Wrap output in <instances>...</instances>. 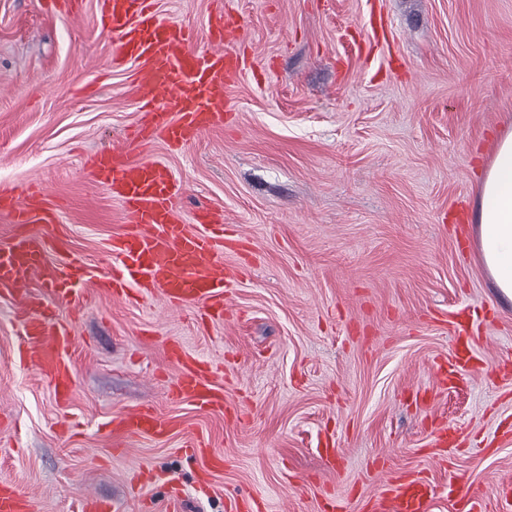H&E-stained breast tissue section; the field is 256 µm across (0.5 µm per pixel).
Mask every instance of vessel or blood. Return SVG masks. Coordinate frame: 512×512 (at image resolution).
I'll list each match as a JSON object with an SVG mask.
<instances>
[{
  "mask_svg": "<svg viewBox=\"0 0 512 512\" xmlns=\"http://www.w3.org/2000/svg\"><path fill=\"white\" fill-rule=\"evenodd\" d=\"M47 14L78 18L80 0H42ZM96 23L111 47V62L132 65L140 119L127 134V145L96 153L91 176L106 186L131 219L129 230L113 238L112 260L98 271L79 259L51 260L60 251L63 233L55 229L60 215L43 187L24 194L0 190V217L14 231L0 247V301L10 303L18 325V350L58 400H67L71 384V351L75 344L70 319L56 307L78 310L89 290L123 301L159 299L176 309L193 310L204 322L223 320L229 288L240 277L224 261V214L203 206L193 224L176 214L183 187L158 161L131 156L127 146L147 147L161 141L180 151L204 133L223 128L228 116L226 89L242 70L226 42L241 31L223 12L212 14L206 33L189 24L162 19L156 0H97ZM457 349L452 371L476 361L473 316H456ZM179 368L172 400L216 412L224 409V389L214 382L206 361L178 343L167 349ZM174 419L146 407H134L108 422L115 453L128 454L134 441L168 439ZM431 483L424 478H394L379 473L371 512H429ZM0 512H32L26 495L0 483Z\"/></svg>",
  "mask_w": 512,
  "mask_h": 512,
  "instance_id": "1",
  "label": "vessel or blood"
}]
</instances>
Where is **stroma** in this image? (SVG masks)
I'll use <instances>...</instances> for the list:
<instances>
[{
  "label": "stroma",
  "mask_w": 512,
  "mask_h": 512,
  "mask_svg": "<svg viewBox=\"0 0 512 512\" xmlns=\"http://www.w3.org/2000/svg\"><path fill=\"white\" fill-rule=\"evenodd\" d=\"M376 3L389 35L366 56L367 0H223L247 61L231 120L183 151L144 152L182 184L184 224L210 205L226 236L249 239L224 254L243 270L228 320L204 327L156 300L90 294L62 404L18 363L0 308V482L40 512H79L89 493L117 512H163L166 485L133 486L140 465L179 478L184 512H231L233 497L245 512H321L329 495L355 512L380 468L431 481V512H467L448 500L449 472L489 504L512 479V301L480 258L475 219L512 129V0ZM95 11L84 0L72 21L41 0H0V187L41 181L64 203L73 257L102 268L130 218L83 159L122 142L138 112ZM93 80L94 95L74 96ZM465 306L484 321L479 369L434 386ZM171 342L212 366L225 413L170 399ZM137 406L178 426L113 455L102 424ZM448 424L464 432L452 454L430 444ZM196 437L224 455L206 492L180 452Z\"/></svg>",
  "instance_id": "35a3bbf8"
}]
</instances>
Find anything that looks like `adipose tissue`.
Returning <instances> with one entry per match:
<instances>
[{"mask_svg":"<svg viewBox=\"0 0 512 512\" xmlns=\"http://www.w3.org/2000/svg\"><path fill=\"white\" fill-rule=\"evenodd\" d=\"M477 222L482 260L500 293L512 300V131L499 139L482 180Z\"/></svg>","mask_w":512,"mask_h":512,"instance_id":"1","label":"adipose tissue"}]
</instances>
